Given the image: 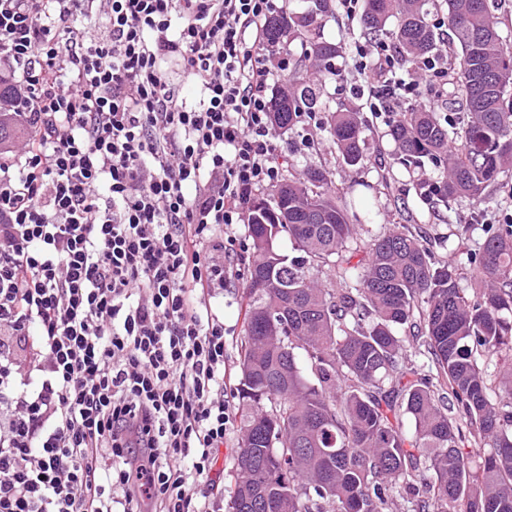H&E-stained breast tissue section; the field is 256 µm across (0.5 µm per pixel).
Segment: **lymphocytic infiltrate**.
Instances as JSON below:
<instances>
[{"mask_svg":"<svg viewBox=\"0 0 512 512\" xmlns=\"http://www.w3.org/2000/svg\"><path fill=\"white\" fill-rule=\"evenodd\" d=\"M285 8L0 0L30 129L0 156V512H221L234 403L212 300L239 273L225 227L288 157L267 95ZM355 50L370 111L443 107L447 54L409 71Z\"/></svg>","mask_w":512,"mask_h":512,"instance_id":"obj_1","label":"lymphocytic infiltrate"}]
</instances>
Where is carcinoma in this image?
<instances>
[{
    "mask_svg": "<svg viewBox=\"0 0 512 512\" xmlns=\"http://www.w3.org/2000/svg\"><path fill=\"white\" fill-rule=\"evenodd\" d=\"M285 11L270 43L305 47L303 62L334 75L346 44L315 34L333 0ZM459 50L464 117L438 121L403 112L390 122L401 163H442L443 180L416 186L433 204L479 202L512 162V52L490 0H443ZM430 0H366L371 39L391 35L404 60L432 55L439 33ZM10 78L0 74V154L23 133L12 116ZM317 105L295 79L273 93V128L286 132ZM342 161L362 159L358 113L327 111ZM460 141L454 154L448 143ZM249 263L236 391L239 449L227 512H512V364L499 367L504 403L489 392L483 358L512 352V225L491 224L477 253L476 298L457 267L412 232L389 229L366 246L328 173L310 168L250 199ZM286 236L294 255L283 253ZM363 258L353 261L358 254ZM414 329L422 371L397 328ZM305 351L301 365L294 350ZM413 432L406 434L403 418Z\"/></svg>",
    "mask_w": 512,
    "mask_h": 512,
    "instance_id": "carcinoma-1",
    "label": "carcinoma"
}]
</instances>
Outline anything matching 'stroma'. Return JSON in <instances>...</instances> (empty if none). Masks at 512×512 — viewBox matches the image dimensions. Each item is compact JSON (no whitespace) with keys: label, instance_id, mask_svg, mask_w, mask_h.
<instances>
[{"label":"stroma","instance_id":"35a3bbf8","mask_svg":"<svg viewBox=\"0 0 512 512\" xmlns=\"http://www.w3.org/2000/svg\"><path fill=\"white\" fill-rule=\"evenodd\" d=\"M315 88L319 102L361 113L363 157L357 166H346L326 131L299 126L286 132V139L297 142L308 134L314 146L289 153V173L297 176L311 167L329 170L335 188L349 203L358 240H369L395 225L406 226L431 241L440 260L460 268L463 287H472L475 270L467 256L477 252L484 239L481 223H497L502 208L512 202V169L487 187L481 203L463 200L449 209L429 204L417 195L415 185L420 173L436 179L442 176V168L428 163L417 170L399 164L385 113L370 111L365 100L352 97L336 77L320 76Z\"/></svg>","mask_w":512,"mask_h":512}]
</instances>
